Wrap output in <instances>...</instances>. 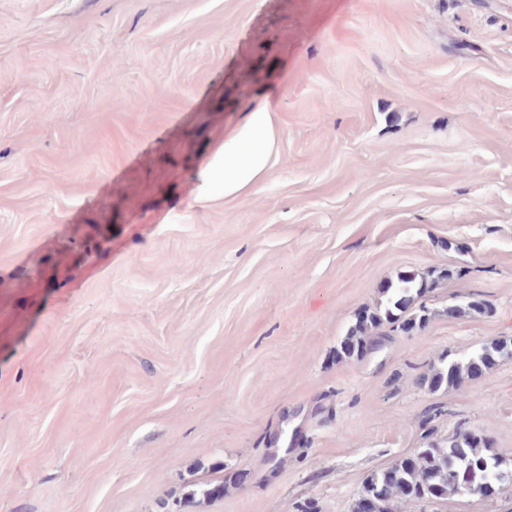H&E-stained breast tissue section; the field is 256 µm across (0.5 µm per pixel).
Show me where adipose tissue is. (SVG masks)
Returning <instances> with one entry per match:
<instances>
[{
	"label": "adipose tissue",
	"instance_id": "obj_1",
	"mask_svg": "<svg viewBox=\"0 0 512 512\" xmlns=\"http://www.w3.org/2000/svg\"><path fill=\"white\" fill-rule=\"evenodd\" d=\"M277 134L269 100L251 104L242 121L197 170L196 201L236 198L256 190L271 166Z\"/></svg>",
	"mask_w": 512,
	"mask_h": 512
}]
</instances>
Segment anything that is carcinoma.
<instances>
[{"label":"carcinoma","instance_id":"cac0c4a2","mask_svg":"<svg viewBox=\"0 0 512 512\" xmlns=\"http://www.w3.org/2000/svg\"><path fill=\"white\" fill-rule=\"evenodd\" d=\"M452 276L450 270L430 278L415 273L400 275L396 284L385 289L388 298L384 305L358 315L341 341L339 354L347 358L362 355L374 346L375 337L386 325L403 334L424 328L432 312L421 299ZM489 311V304L477 293H469L445 309L454 318ZM508 355H512V339H493L470 355L440 358L439 365L419 376V383L430 392L457 389L488 373ZM424 439L425 446L413 455L371 472L351 512H364V504L370 498L378 503L377 512H402L403 506L413 504L436 508L449 498L462 495L466 486L471 487V496L477 498L485 490L496 496L512 488V466H504L501 455L486 437L459 427L446 440L435 438L432 430L424 434Z\"/></svg>","mask_w":512,"mask_h":512}]
</instances>
